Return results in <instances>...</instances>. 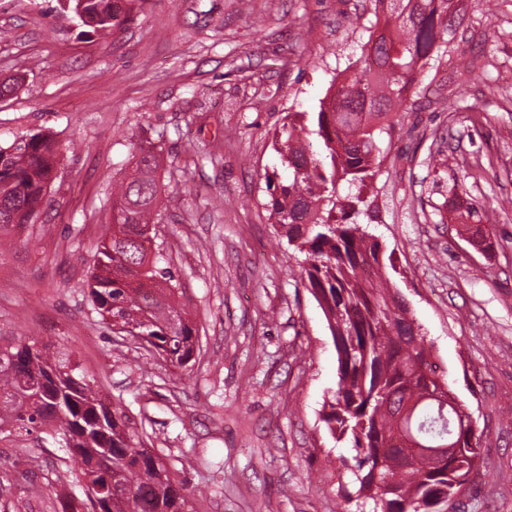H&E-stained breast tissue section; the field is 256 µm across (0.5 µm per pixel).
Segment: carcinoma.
<instances>
[{"mask_svg": "<svg viewBox=\"0 0 512 512\" xmlns=\"http://www.w3.org/2000/svg\"><path fill=\"white\" fill-rule=\"evenodd\" d=\"M450 0H373L381 33L368 40L360 73L320 105L313 129L290 121L277 138L292 179L275 186L268 207L288 244L305 256L307 288L321 306L338 355V382L324 422L355 452L352 473L372 512H438L469 472L468 460L432 473L410 463L393 443L397 412L420 397L414 381L432 370V346L415 330L404 301L382 272L380 246L358 222L368 214L366 180L380 160L384 123L409 96L419 62L440 51L454 14ZM135 0H65L82 25L106 33L120 27ZM49 133L0 146V227L34 223L60 162ZM161 153L135 155L133 170L112 191V230L100 244L90 295L112 330L141 336L149 349L185 368L195 350L191 322L163 255L150 253V226L161 193ZM346 194L338 190L340 181ZM77 365L34 339L0 344V435L34 432L63 440L81 464L87 502L69 512H193L183 487L141 446L140 434ZM454 413L417 408L409 426L427 443L448 436Z\"/></svg>", "mask_w": 512, "mask_h": 512, "instance_id": "1", "label": "carcinoma"}]
</instances>
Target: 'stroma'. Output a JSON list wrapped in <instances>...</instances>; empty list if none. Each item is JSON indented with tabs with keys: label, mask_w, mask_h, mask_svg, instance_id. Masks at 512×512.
<instances>
[{
	"label": "stroma",
	"mask_w": 512,
	"mask_h": 512,
	"mask_svg": "<svg viewBox=\"0 0 512 512\" xmlns=\"http://www.w3.org/2000/svg\"><path fill=\"white\" fill-rule=\"evenodd\" d=\"M371 0H138L121 29L58 0H0V145L49 132L63 158L37 223L0 230V339L70 353L195 512H362L323 421L336 347L267 207L287 182L273 136L314 115L369 39ZM445 51L417 71L366 189L385 274L433 345L436 374L482 431L452 512H512V0H459ZM163 156L156 246L197 336L176 368L114 333L88 280L112 186L140 145ZM485 211L488 248L462 234ZM68 448L0 440V512L85 497Z\"/></svg>",
	"instance_id": "35a3bbf8"
}]
</instances>
